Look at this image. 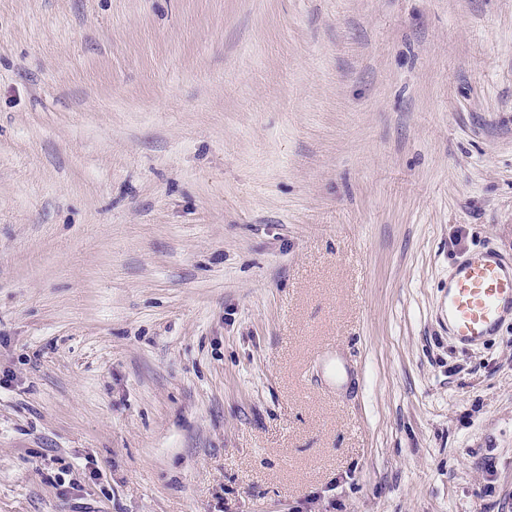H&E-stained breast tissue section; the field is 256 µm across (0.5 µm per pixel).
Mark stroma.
<instances>
[{"label":"stroma","mask_w":512,"mask_h":512,"mask_svg":"<svg viewBox=\"0 0 512 512\" xmlns=\"http://www.w3.org/2000/svg\"><path fill=\"white\" fill-rule=\"evenodd\" d=\"M485 246L512 0H0V512H512ZM448 332L462 349L486 344L512 320V261L492 250L469 254L448 277Z\"/></svg>","instance_id":"stroma-1"}]
</instances>
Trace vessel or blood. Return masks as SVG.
Returning a JSON list of instances; mask_svg holds the SVG:
<instances>
[{
  "instance_id": "b4317fda",
  "label": "vessel or blood",
  "mask_w": 512,
  "mask_h": 512,
  "mask_svg": "<svg viewBox=\"0 0 512 512\" xmlns=\"http://www.w3.org/2000/svg\"><path fill=\"white\" fill-rule=\"evenodd\" d=\"M448 331L464 349L486 344L512 320V261L491 250L469 254L448 277Z\"/></svg>"
}]
</instances>
